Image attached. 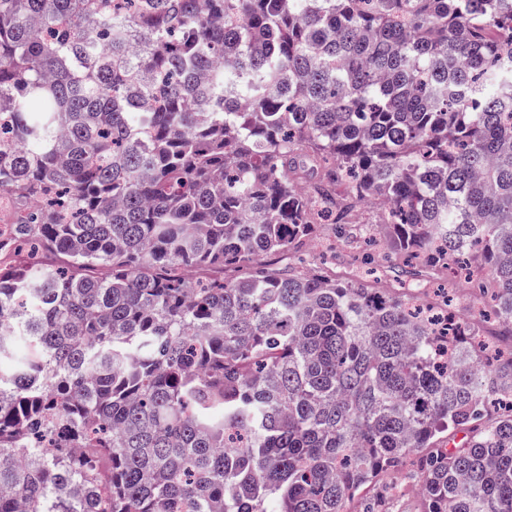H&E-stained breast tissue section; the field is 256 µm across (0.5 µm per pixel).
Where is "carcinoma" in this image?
I'll return each mask as SVG.
<instances>
[{
    "label": "carcinoma",
    "instance_id": "obj_1",
    "mask_svg": "<svg viewBox=\"0 0 512 512\" xmlns=\"http://www.w3.org/2000/svg\"><path fill=\"white\" fill-rule=\"evenodd\" d=\"M122 2L0 0V512H512V352L264 261L385 202L512 337V0ZM411 478H407L398 483V489L395 497L384 508L389 512H420L417 510V504L420 496L415 486L410 483Z\"/></svg>",
    "mask_w": 512,
    "mask_h": 512
}]
</instances>
